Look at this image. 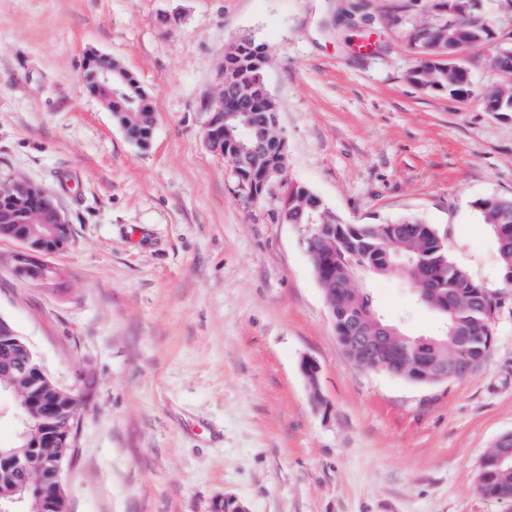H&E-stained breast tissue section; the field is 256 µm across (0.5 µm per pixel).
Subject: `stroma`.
Returning <instances> with one entry per match:
<instances>
[{"instance_id":"stroma-1","label":"stroma","mask_w":512,"mask_h":512,"mask_svg":"<svg viewBox=\"0 0 512 512\" xmlns=\"http://www.w3.org/2000/svg\"><path fill=\"white\" fill-rule=\"evenodd\" d=\"M431 0H0V179L54 192L71 228L37 284L0 239V317L58 384L85 394L63 471L69 512H512L478 490L512 433V284L474 206L512 197V112H489V47L466 99L416 86ZM179 22H172V15ZM266 42L285 179L347 224L409 216L489 294L493 342L460 380L350 361L276 195L250 200L204 144L224 49ZM371 53L356 50L359 39ZM150 94L147 146L81 81L88 52ZM356 288L405 333L439 318L402 274ZM319 367L310 387L304 359Z\"/></svg>"}]
</instances>
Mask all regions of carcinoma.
I'll use <instances>...</instances> for the list:
<instances>
[{"label":"carcinoma","instance_id":"carcinoma-1","mask_svg":"<svg viewBox=\"0 0 512 512\" xmlns=\"http://www.w3.org/2000/svg\"><path fill=\"white\" fill-rule=\"evenodd\" d=\"M419 32L428 34L425 40L415 39L414 46L422 61L412 72V81L427 90H442L457 98L471 94L469 81L461 73L448 66V47H453L460 55L455 64L465 65L466 54L479 46V32L472 29L470 20L459 17L457 26L448 29V20H434L425 23ZM490 65L498 72L512 73V48L494 51L489 58ZM270 64L268 45L249 34L233 41L224 50L221 76L224 90L236 87L241 82L247 86L256 84L265 76ZM84 85L94 94L108 102L109 110L121 126L126 128L128 138L144 147L152 136L150 112L153 111L150 95L137 80L130 76L128 82L136 86L135 100L115 94L93 78L88 70H83ZM499 103L504 112H512V84L505 83L485 93L484 106L492 107ZM233 97L224 95V103L213 102L209 112L216 114V120L226 123L224 147L228 153H236V143L244 142L253 136V129L234 119L224 120L219 109L231 108ZM278 112V104L269 90L256 88L252 107V122L261 123L266 117ZM287 158L268 153L258 159L243 161L240 167L241 179L248 182L246 192L258 200L264 198L260 191L261 167L280 169L286 167ZM288 223L305 224L310 213L308 204L316 194L305 184L289 183ZM43 198L37 190L15 191V181H0V213L11 218L10 229L23 235L39 228L38 217ZM482 221L493 229L501 258L503 274H512V198H485L475 202ZM324 220L318 230L316 251L322 255L317 278L325 296L339 298L340 318L336 320V335L339 342L352 339V330L366 311L370 310L367 300L354 288L347 287L355 271H388L401 260L410 262L412 272L411 288H425L436 285L432 299L434 303L445 305L448 311L434 309L442 320L439 333L430 336L435 344L419 345L420 337L402 332L394 336L393 342L407 350L411 358L420 354L430 357L433 366L448 364V369L458 373L448 376L450 380L461 379L478 367L489 351V341L493 337L491 323L492 305L488 304L485 292L478 290V284L451 261L441 262V252L437 251V234L434 228L417 218L403 219L391 224H344L336 215L325 208ZM473 336L475 341L467 348L457 349L454 338ZM29 363L25 355L14 346L0 344V386L7 389L20 407L31 403V392L25 374ZM44 403H58L64 407L79 408L83 400L76 392L68 393L54 380L47 379L42 388ZM20 433L25 439H17L12 446H0V502L25 494L29 502H34L35 493L45 480L43 464L58 456L70 458L72 449L62 448L43 441L42 427L37 421L22 422ZM37 442L42 446V458L21 469L14 463L16 451L24 442ZM496 449L488 451L480 464L478 486L482 494L498 497V489L512 485V472L507 468L497 470Z\"/></svg>","mask_w":512,"mask_h":512}]
</instances>
